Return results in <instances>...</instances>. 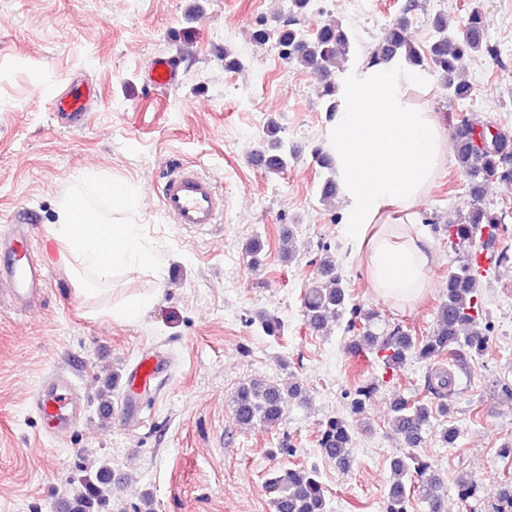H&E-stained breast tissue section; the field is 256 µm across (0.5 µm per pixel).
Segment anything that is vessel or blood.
Wrapping results in <instances>:
<instances>
[{
	"label": "vessel or blood",
	"mask_w": 512,
	"mask_h": 512,
	"mask_svg": "<svg viewBox=\"0 0 512 512\" xmlns=\"http://www.w3.org/2000/svg\"><path fill=\"white\" fill-rule=\"evenodd\" d=\"M150 83L172 88L178 83L174 62L156 57L147 71ZM95 97L94 88L74 84L57 95L52 102L50 119L64 129L80 128L86 121ZM161 207L174 223L203 228L216 223L224 208V199L212 179L196 168L185 166L173 172L161 189ZM47 273L29 255V239L24 225L10 224L0 229V296L17 305H30L45 292ZM160 358L142 359L127 375V396H134L135 385L154 383L163 373ZM77 391L67 373L53 377L48 390L37 391L33 402L45 422L51 423L58 434H66L76 423Z\"/></svg>",
	"instance_id": "obj_1"
}]
</instances>
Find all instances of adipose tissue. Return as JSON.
<instances>
[{
	"instance_id": "adipose-tissue-1",
	"label": "adipose tissue",
	"mask_w": 512,
	"mask_h": 512,
	"mask_svg": "<svg viewBox=\"0 0 512 512\" xmlns=\"http://www.w3.org/2000/svg\"><path fill=\"white\" fill-rule=\"evenodd\" d=\"M426 73L404 57L348 70L338 81V110L327 126L352 249L367 280L387 302L411 306L430 287L433 240L419 208L446 158V138L433 113L412 104ZM108 173L77 178L76 190L49 230L62 260L107 282L119 271L159 268L137 224H115L96 207ZM112 184V183H111Z\"/></svg>"
}]
</instances>
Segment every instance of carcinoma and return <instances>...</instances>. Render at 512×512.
I'll list each match as a JSON object with an SVG mask.
<instances>
[{
	"mask_svg": "<svg viewBox=\"0 0 512 512\" xmlns=\"http://www.w3.org/2000/svg\"><path fill=\"white\" fill-rule=\"evenodd\" d=\"M291 16L288 21L272 28L256 31L257 42L275 40L281 48V57L316 74L322 88V96L328 102L327 112L337 110L336 82L333 68L339 56L349 52L350 40L347 29L336 20H329L307 35L295 27L294 15L310 10L316 0H289ZM407 20L402 17L392 23L384 34L381 50L372 53L370 62L375 63L399 54L409 60L422 61L420 52L407 37ZM489 20L486 14L472 9L455 35L448 34L447 22L440 18L435 28L438 39L430 47V59L440 73L442 87L454 101L463 102L471 96V86L458 80L457 63L464 56L482 53L492 58L495 52L489 44ZM270 139L264 152L271 155L273 169L281 170L288 164V145L276 137V128L268 130ZM455 160L459 171L472 183L468 209L459 213L457 220L446 226L448 242L459 255V265L448 274L445 297L438 306L435 326L430 335L419 340L397 324L377 334L370 329L374 313H361L354 307V317L364 316L366 321L360 344L368 347L387 369L396 370L411 359L427 363L437 362L450 355L459 366L467 364L473 352L487 349L490 336L483 322L484 308L478 291L484 278L479 257L487 240L494 237L502 216L488 209L483 203V185L491 180L512 182V130L473 119L461 121L453 137ZM315 158L319 166L327 170L322 187V198L336 193L335 171L332 158L318 149ZM304 316L310 330L319 332L327 323L346 309V292L336 274V262L325 258L320 265V278L307 289L304 296ZM452 377L447 370L437 368L434 377L428 378V387L441 399L440 412L448 413L446 399L453 394ZM298 386L282 388L262 379L242 384L235 396V415L239 423L274 425L285 412L288 402L299 398ZM432 410L425 403L413 404L398 400L394 404L393 428L411 451L391 462L392 479L389 483L383 512H407L411 489L432 508L441 512L443 480L433 463L412 451L419 443L424 427L429 423ZM353 443L349 425L340 417L329 420L323 432L320 448L322 453L335 460L349 457L348 448ZM273 493L274 512H327V501L320 475L315 468L287 469L279 471L268 480ZM98 487L86 489L75 500L74 512H91Z\"/></svg>",
	"mask_w": 512,
	"mask_h": 512,
	"instance_id": "cac0c4a2",
	"label": "carcinoma"
}]
</instances>
